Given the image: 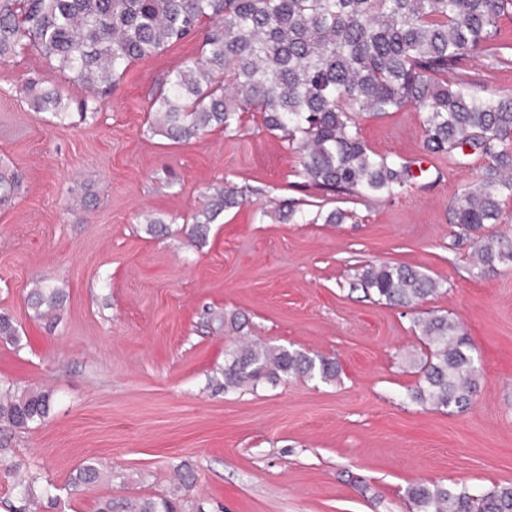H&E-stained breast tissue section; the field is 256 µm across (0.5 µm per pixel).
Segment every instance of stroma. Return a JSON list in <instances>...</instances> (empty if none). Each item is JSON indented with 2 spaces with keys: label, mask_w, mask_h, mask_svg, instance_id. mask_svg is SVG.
<instances>
[{
  "label": "stroma",
  "mask_w": 512,
  "mask_h": 512,
  "mask_svg": "<svg viewBox=\"0 0 512 512\" xmlns=\"http://www.w3.org/2000/svg\"><path fill=\"white\" fill-rule=\"evenodd\" d=\"M199 45L134 63L96 119L65 125L26 101L44 58L0 61V164L21 176L0 206V312L21 336L0 341V391L54 398L42 425H0L13 459L54 484L52 512L169 495L182 512H409L422 482L512 483V264L480 272L475 235L451 222L483 159L427 155L412 106L357 116L373 151L413 163L392 199L309 184L300 153L254 112L235 136L172 143L151 133L146 107ZM470 72L485 93L512 95V64L479 55ZM226 183L243 204L192 243V214ZM287 205L292 218L279 219ZM334 209L343 223L320 222ZM151 217L168 234H151ZM383 264L419 269L441 290L385 304L359 282ZM35 281L66 294L54 322L28 304ZM443 313L461 322L479 370L463 408L411 398L416 322ZM243 338L328 357L340 375L224 391L213 378ZM91 458L110 480L73 489Z\"/></svg>",
  "instance_id": "35a3bbf8"
}]
</instances>
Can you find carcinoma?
<instances>
[{"label":"carcinoma","mask_w":512,"mask_h":512,"mask_svg":"<svg viewBox=\"0 0 512 512\" xmlns=\"http://www.w3.org/2000/svg\"><path fill=\"white\" fill-rule=\"evenodd\" d=\"M512 0H0V58L27 50L43 56L50 73L33 79L28 101L59 123L96 115L129 67L168 47L202 36L200 53L159 83L147 112L150 129L174 142L198 139L216 127L231 136L242 112H258L302 151V173L327 192L392 198L413 178L411 164L369 149L355 115L376 116L407 105L420 108L424 149L453 155L464 146L486 160L480 181L453 206V223L473 234L498 223L502 197H512V96L484 95L461 65L469 56L508 62L497 42L500 18ZM457 77L448 81V73ZM60 73L87 95L69 98L51 79ZM20 183L0 168V202ZM243 202L227 184L206 195L192 215L190 238H206L220 212ZM473 259L484 270L512 263V238L481 235ZM361 284L389 305L411 306L440 290L438 281L409 266L366 268ZM64 292L38 282L28 302L51 319ZM426 351L412 357L419 381L412 398L461 408L478 384L472 345L448 315L418 321ZM0 340L19 345L11 317L0 313ZM221 371L224 390L302 376L330 383L336 362L282 346L239 345ZM53 407L45 390L0 391V421L19 429L43 423ZM0 466L13 478L20 505L30 512L54 504L53 484L19 476L23 464L0 444ZM110 473L96 460L73 475L74 486ZM415 512H512V484L482 492L455 483H423L408 492ZM97 512H178L172 498L99 501Z\"/></svg>","instance_id":"obj_1"}]
</instances>
